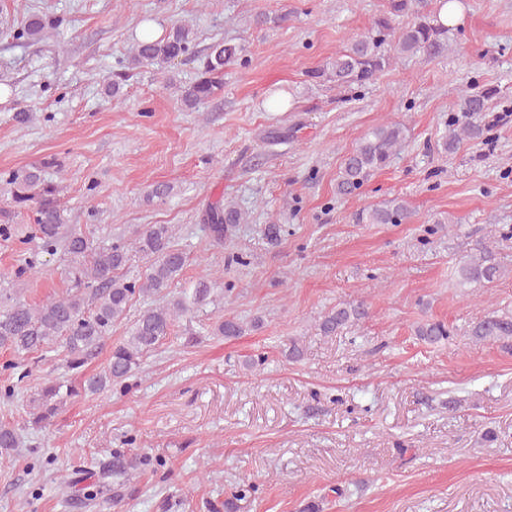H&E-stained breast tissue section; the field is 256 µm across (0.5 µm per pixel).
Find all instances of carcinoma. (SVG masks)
I'll return each instance as SVG.
<instances>
[{
    "mask_svg": "<svg viewBox=\"0 0 512 512\" xmlns=\"http://www.w3.org/2000/svg\"><path fill=\"white\" fill-rule=\"evenodd\" d=\"M451 0H385V11L370 26L354 36L346 46L328 58L311 73V78L333 83L338 88L370 86L391 64L384 45L391 42L401 55L438 57L448 52L450 28L439 21L444 4ZM412 15L414 19L396 30L397 18ZM64 19H46L37 14L3 30V35L16 41L36 40L49 28L63 24ZM195 41L194 29L174 23L158 40L137 41L132 49L135 66L166 68L175 60L190 54ZM243 47L216 41L208 47L204 68L192 83L180 88L182 107L195 111L223 89L224 68L242 60ZM496 90L472 80L463 91L461 112L473 119L451 133L443 142L444 149L454 147L461 137L478 138L484 128L475 123L491 111ZM405 141L400 123H383L371 128L344 157L336 178V195L356 194L373 173L385 167L398 154ZM57 166L54 158L40 165L0 172V182L8 186V194L19 212H24L35 226L39 245L28 249L14 268L13 277L27 280L42 271V254L54 253L63 247L68 255L65 274L70 288L62 295L48 297L31 305L0 291V347L11 350L20 359L51 345L61 349L67 367L82 368L112 337V327L127 316L130 302L137 295H152L159 303L140 311L123 341L111 346L103 369L75 386L55 382L41 389L40 401L32 412L34 423L49 421L64 401L80 394H96L114 387H127V380L142 358L156 349L168 336L175 322L188 315L210 296L211 288L204 279L193 287H183L177 294L170 288L177 282L187 263V256L174 242L170 224H151L138 233L132 242H96L89 234L66 223L61 207L59 184L46 180L44 171ZM409 218L402 201L392 200L383 206H368L356 214L361 224H401ZM242 213L230 203H211L202 212L212 241L224 243V237L241 223ZM145 261L146 269L137 279H128L123 269L133 256ZM503 274L500 263L486 246L464 261L458 268L463 283L489 285ZM364 304H338L325 312L318 329L324 336L352 326L365 318ZM244 333L243 324L229 317L218 319L212 329L215 336L236 338ZM416 335L427 344L446 341L451 336L442 321H427L417 326ZM472 335L482 341H512V313L493 311L481 318ZM135 440L112 450L107 461L99 463V485L84 493V499L104 507H112L122 497V488L132 472L150 465L151 460L131 450ZM18 445L14 427L0 423V450L9 451ZM252 482L234 485L224 499V512H238V502L256 494Z\"/></svg>",
    "mask_w": 512,
    "mask_h": 512,
    "instance_id": "1",
    "label": "carcinoma"
}]
</instances>
